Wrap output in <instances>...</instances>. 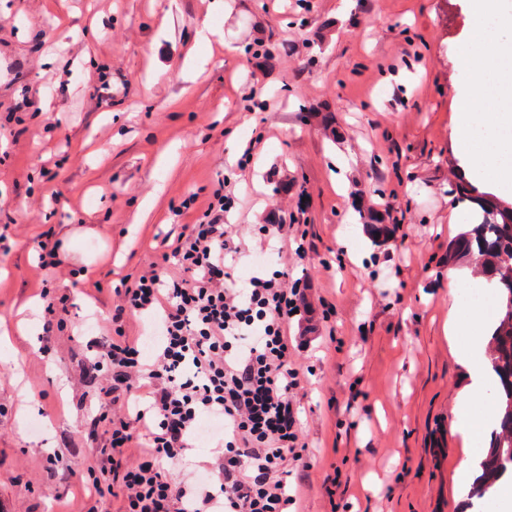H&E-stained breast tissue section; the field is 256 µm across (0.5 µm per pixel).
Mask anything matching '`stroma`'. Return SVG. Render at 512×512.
<instances>
[{
    "instance_id": "35a3bbf8",
    "label": "stroma",
    "mask_w": 512,
    "mask_h": 512,
    "mask_svg": "<svg viewBox=\"0 0 512 512\" xmlns=\"http://www.w3.org/2000/svg\"><path fill=\"white\" fill-rule=\"evenodd\" d=\"M286 3L0 0V221L15 219L0 255V512H81L68 470L83 451L60 438L96 410L82 381L87 324L120 279L159 261L163 238L194 223L196 211L178 217L173 205L193 192L206 204L222 178L235 199L224 220L249 247L239 284L279 260L262 217L285 211L308 249L294 270L310 288L300 329L310 346L296 357L315 371L296 396L311 462L301 512H474L456 474L482 439L452 427L467 379L450 354L445 282L448 243L468 221L455 174L512 201L511 184L489 182L454 144L461 49L485 23L467 0H323L298 30L284 22ZM302 32L314 41L306 56L293 49ZM256 36L275 53L254 64L243 48ZM75 41L111 67L110 106H88L87 66L64 89L55 67L32 68L67 60ZM168 43L178 51L165 64L157 50ZM247 81L273 111H244ZM24 87L42 90L34 105L54 107L58 128L18 123ZM259 134L262 151L237 173ZM51 158L61 205L47 216L27 205ZM358 193L394 194L384 244L364 235ZM55 228L68 265L85 272L51 281L70 301L64 328L47 332L33 246Z\"/></svg>"
}]
</instances>
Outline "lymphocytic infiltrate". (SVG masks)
Segmentation results:
<instances>
[{
    "instance_id": "lymphocytic-infiltrate-1",
    "label": "lymphocytic infiltrate",
    "mask_w": 512,
    "mask_h": 512,
    "mask_svg": "<svg viewBox=\"0 0 512 512\" xmlns=\"http://www.w3.org/2000/svg\"><path fill=\"white\" fill-rule=\"evenodd\" d=\"M215 190L195 223L133 282L114 288L110 332L92 344L89 372L102 377L97 411L84 427L95 446L79 470L89 481L85 512L116 495L120 512H288L292 469L308 466L295 395L303 378L289 334L307 310L291 261L236 285L243 249L224 222ZM154 320L152 354L126 319ZM224 422L221 449L192 485L178 465L203 418Z\"/></svg>"
}]
</instances>
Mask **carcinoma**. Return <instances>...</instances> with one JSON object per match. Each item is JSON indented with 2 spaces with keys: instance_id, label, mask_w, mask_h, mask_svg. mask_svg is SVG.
I'll return each mask as SVG.
<instances>
[{
  "instance_id": "carcinoma-1",
  "label": "carcinoma",
  "mask_w": 512,
  "mask_h": 512,
  "mask_svg": "<svg viewBox=\"0 0 512 512\" xmlns=\"http://www.w3.org/2000/svg\"><path fill=\"white\" fill-rule=\"evenodd\" d=\"M455 194L472 205L476 223L465 225L448 244V265L465 262L473 278L485 277L497 288V316L486 349L493 375V428L468 488L470 498L481 500L512 477V202L462 174ZM354 207L369 237L382 242L390 236L388 214L372 206L367 196H357Z\"/></svg>"
}]
</instances>
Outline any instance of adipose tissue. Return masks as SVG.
I'll list each match as a JSON object with an SVG mask.
<instances>
[{"label": "adipose tissue", "mask_w": 512, "mask_h": 512, "mask_svg": "<svg viewBox=\"0 0 512 512\" xmlns=\"http://www.w3.org/2000/svg\"><path fill=\"white\" fill-rule=\"evenodd\" d=\"M476 15L491 16L495 37L476 36L462 63L467 82L460 97V116L455 128L461 156L482 168L493 182L512 180V0H470ZM453 355L465 367L469 383L454 421L456 429L474 428L466 413L475 396L490 383L484 357L457 347Z\"/></svg>", "instance_id": "adipose-tissue-1"}]
</instances>
